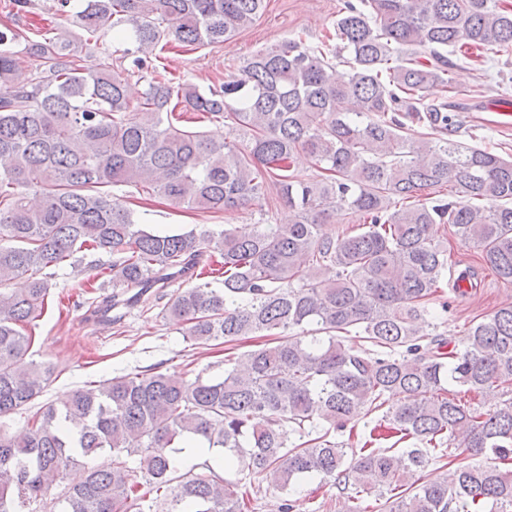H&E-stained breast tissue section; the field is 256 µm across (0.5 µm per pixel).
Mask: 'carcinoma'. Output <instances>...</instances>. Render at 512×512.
I'll list each match as a JSON object with an SVG mask.
<instances>
[{
  "instance_id": "carcinoma-1",
  "label": "carcinoma",
  "mask_w": 512,
  "mask_h": 512,
  "mask_svg": "<svg viewBox=\"0 0 512 512\" xmlns=\"http://www.w3.org/2000/svg\"><path fill=\"white\" fill-rule=\"evenodd\" d=\"M265 2L86 0L77 37L128 26L141 71L156 50L232 40ZM77 37L49 27L29 41L0 24V418L29 411L54 380L55 365L28 360L25 327L49 296L48 277L35 274L77 252L108 255L128 303L208 267L221 285L177 289L164 315L198 345L270 342L226 355L221 379L129 373L41 406L17 435L0 431V512H252L255 486L225 478L230 469L283 494L280 512L313 480L335 486L348 512L386 491L385 512L485 502L509 512L512 471L501 465L512 460V397L475 405L448 385L512 394V303L473 322L462 349L428 305L443 283L461 295L474 285L455 269L450 228L512 284V159L457 140L446 95L456 48L512 49V6L346 0L327 50L286 38L206 92L151 79L135 102L123 73L81 69ZM436 86L444 94L433 97ZM174 99L214 129L180 128ZM409 122L430 136L411 140ZM300 152L317 177L292 171ZM117 186L211 213L253 207L273 189L294 220L148 230L112 195ZM340 212L356 228L327 224ZM327 267L330 279L314 275ZM22 278L27 288L5 289ZM119 304L98 296L88 318L114 324L106 314ZM379 410L399 441L413 440L404 456L371 439L351 450L336 440ZM192 442L206 459L176 464ZM460 449L486 462L466 463ZM442 457L451 465L442 480L415 479ZM81 462L84 480L55 492Z\"/></svg>"
}]
</instances>
